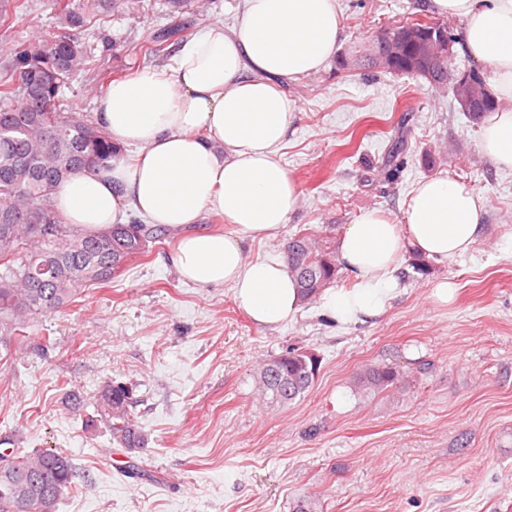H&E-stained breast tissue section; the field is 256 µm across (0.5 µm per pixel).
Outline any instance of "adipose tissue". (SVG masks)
<instances>
[{
    "label": "adipose tissue",
    "mask_w": 512,
    "mask_h": 512,
    "mask_svg": "<svg viewBox=\"0 0 512 512\" xmlns=\"http://www.w3.org/2000/svg\"><path fill=\"white\" fill-rule=\"evenodd\" d=\"M430 9L461 21L464 51L491 71L499 105L484 120L480 143L495 165L512 169V0H430ZM341 37L338 0H242L232 30L215 24L184 42L171 71L147 68L113 81L97 119L115 144L137 152L60 183L53 198L61 222L104 230L136 213L178 229L219 212L238 236H182L172 257L178 273L201 287H231L255 323L284 322L302 305L295 281L282 264L247 260L240 235L274 233L296 211L300 187L279 152L298 106L281 82L321 71ZM487 208L460 181L432 177L411 191L402 222L363 211L337 244L356 284L326 292L324 308L344 324L379 317L403 255L465 254Z\"/></svg>",
    "instance_id": "adipose-tissue-1"
}]
</instances>
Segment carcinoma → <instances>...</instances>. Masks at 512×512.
<instances>
[{"label": "carcinoma", "mask_w": 512, "mask_h": 512, "mask_svg": "<svg viewBox=\"0 0 512 512\" xmlns=\"http://www.w3.org/2000/svg\"><path fill=\"white\" fill-rule=\"evenodd\" d=\"M58 31L26 40L14 31L20 0H0V40L8 46L12 72L0 80V351L17 350L34 332L32 321L59 312L85 289L107 283L112 275L144 256L164 230L141 221L114 224L105 232L71 229L53 207L58 182L82 171L91 173L121 152L107 130L91 120L68 96L73 84L96 73L92 47L81 36L118 0H52ZM416 39L404 46L387 72L414 77L413 60L422 44L445 24L396 20ZM428 65L440 90L452 80L454 62L431 58ZM489 96L475 103L469 118L477 123L494 111ZM288 274L297 281L304 303L315 301L337 277L336 250L308 233L296 234L284 250ZM320 359L293 349L258 369L261 395L288 406L312 387ZM405 373L389 364L369 365L355 373L354 389L378 394L398 388ZM98 402L117 445L134 455L149 442L133 413L134 399L123 385L103 387ZM76 477L71 457L60 450L28 452L14 448L0 454V512H58Z\"/></svg>", "instance_id": "1"}]
</instances>
